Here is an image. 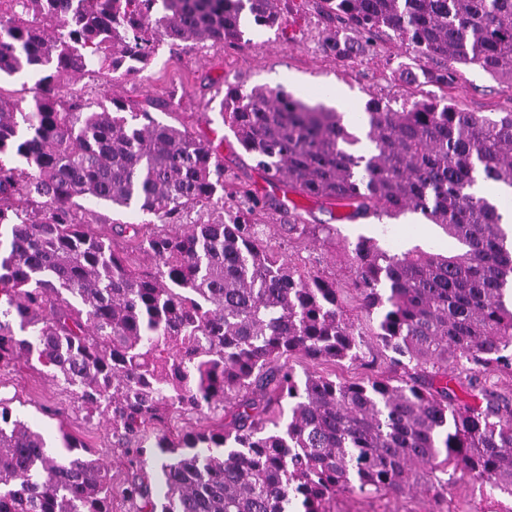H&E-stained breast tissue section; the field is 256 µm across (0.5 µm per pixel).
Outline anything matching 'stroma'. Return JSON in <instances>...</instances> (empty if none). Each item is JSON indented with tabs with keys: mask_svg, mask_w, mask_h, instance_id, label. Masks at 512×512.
<instances>
[{
	"mask_svg": "<svg viewBox=\"0 0 512 512\" xmlns=\"http://www.w3.org/2000/svg\"><path fill=\"white\" fill-rule=\"evenodd\" d=\"M282 26L266 30L251 28L249 43L232 49L210 41L188 43L177 50L160 47L142 71L119 77L103 75L89 80L70 79L72 92L88 101L110 103L112 99L132 100L148 105L158 121L175 126L197 139L218 145L224 168L236 181L250 185L272 205L264 217L266 232L273 241H288L283 229L288 211L278 195L267 192L265 179L254 170L250 159L225 125L221 104L227 86L248 90L255 86H282L311 103L332 108L348 104L363 111L366 102L378 99L400 106L430 92L427 84H408L399 77L400 63L420 62L433 71L447 68L444 59L417 60L411 47L394 37L379 35L375 48L350 61L336 60L325 52L323 42L344 32L359 42L362 34L342 31L340 23H327L318 0H281ZM449 100L468 112L512 111V83L492 78L475 66L460 65L448 86ZM78 215L92 227L123 224H155L153 215L135 208H114L105 203L79 199ZM297 211L304 223L336 225L341 238L353 242L359 236L382 237L384 247L402 253L415 245L447 254L457 243L436 225L418 224L404 216L388 225L377 221L337 220V208L299 198ZM0 402L52 443L69 434L83 444L92 458L107 466L114 484H121L129 470L119 449L112 446V425L107 419L86 421L76 400L38 369L20 362L0 368ZM336 512H437L422 493L383 502L344 493L336 498Z\"/></svg>",
	"mask_w": 512,
	"mask_h": 512,
	"instance_id": "obj_1",
	"label": "stroma"
}]
</instances>
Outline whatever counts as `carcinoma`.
Listing matches in <instances>:
<instances>
[{"mask_svg":"<svg viewBox=\"0 0 512 512\" xmlns=\"http://www.w3.org/2000/svg\"><path fill=\"white\" fill-rule=\"evenodd\" d=\"M329 20L392 32L428 57L512 81V0H320ZM278 0H0V78L40 74L33 103L0 94V367L23 361L68 389L85 418L112 424L131 469L129 512H336V496L436 504L481 484L512 512V402L486 387L512 371V241L477 180L512 188V112H466L427 95L370 100L349 122L288 90L230 86L222 116L265 176L348 209L345 219L420 214L461 247L392 254L376 237L343 245L329 224L288 239L331 245L339 284L263 239L259 201L224 187L215 148L112 99L94 108L65 78L146 66L159 47L242 48L250 25L282 24ZM336 58L359 46L330 38ZM237 200L228 220L179 224ZM137 205L160 226L94 231L76 199ZM137 241L152 267L123 255ZM377 322L376 328L366 325ZM29 330L16 335L13 323ZM392 379L299 375L289 360L368 365ZM468 377L461 399L448 364ZM288 403V419L272 405ZM224 411L219 429L148 441L174 411ZM66 454L0 403V512H112V474L62 435Z\"/></svg>","mask_w":512,"mask_h":512,"instance_id":"1","label":"carcinoma"}]
</instances>
